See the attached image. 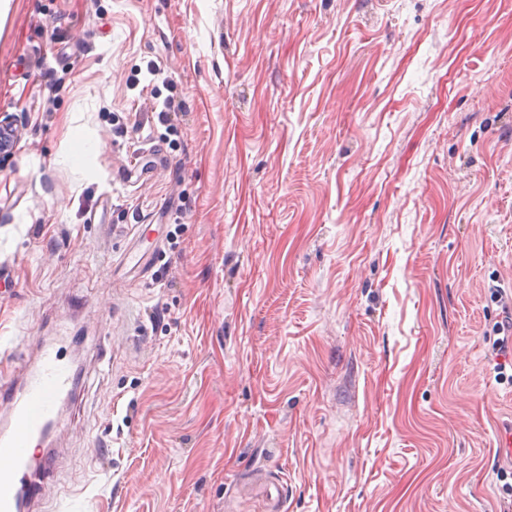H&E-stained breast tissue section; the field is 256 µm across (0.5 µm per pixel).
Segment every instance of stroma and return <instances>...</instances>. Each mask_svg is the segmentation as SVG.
Masks as SVG:
<instances>
[{"label":"stroma","mask_w":512,"mask_h":512,"mask_svg":"<svg viewBox=\"0 0 512 512\" xmlns=\"http://www.w3.org/2000/svg\"><path fill=\"white\" fill-rule=\"evenodd\" d=\"M1 112L32 512H512V0H11ZM503 316L501 317V321H497L492 327V331L494 335H503L502 337L497 338L493 345L497 352L500 354H506L507 352L512 351V312L511 308L504 307L503 308ZM72 385L73 375L51 344L43 346L40 365L18 387L0 385V406L8 412L0 428V512H18L20 501L26 506L46 478L52 461L42 453L38 471L29 444L53 424L55 409Z\"/></svg>","instance_id":"obj_1"}]
</instances>
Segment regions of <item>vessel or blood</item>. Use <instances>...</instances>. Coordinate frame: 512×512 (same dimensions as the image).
<instances>
[{
	"label": "vessel or blood",
	"mask_w": 512,
	"mask_h": 512,
	"mask_svg": "<svg viewBox=\"0 0 512 512\" xmlns=\"http://www.w3.org/2000/svg\"><path fill=\"white\" fill-rule=\"evenodd\" d=\"M72 385V374L50 344L19 386L0 385V406L8 412L0 424V512H19L51 469L50 457L33 458L29 444L53 424L55 409Z\"/></svg>",
	"instance_id": "1"
}]
</instances>
